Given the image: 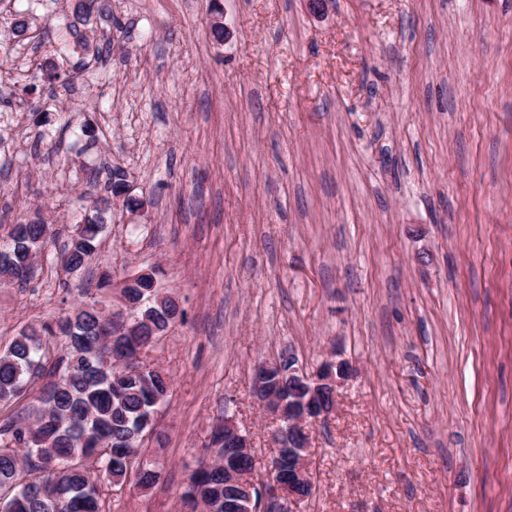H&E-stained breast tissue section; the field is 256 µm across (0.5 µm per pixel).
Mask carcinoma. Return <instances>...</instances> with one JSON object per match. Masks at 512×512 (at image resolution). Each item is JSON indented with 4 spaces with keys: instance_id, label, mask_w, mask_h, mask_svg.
<instances>
[{
    "instance_id": "cac0c4a2",
    "label": "carcinoma",
    "mask_w": 512,
    "mask_h": 512,
    "mask_svg": "<svg viewBox=\"0 0 512 512\" xmlns=\"http://www.w3.org/2000/svg\"><path fill=\"white\" fill-rule=\"evenodd\" d=\"M31 62L16 79H31L24 90H37V81L54 88L66 84L70 73H38ZM107 209L93 203L92 214L60 252V266L82 267L95 252ZM43 221L12 224L0 235V281L24 284L33 268L32 254L42 249ZM156 327L169 328L176 303L166 307L144 304ZM102 311L78 306L57 319L28 326L0 347V404L27 393L44 380L38 400L42 407L32 421L16 420L0 428V512H102L94 459L108 480L120 484L136 463L125 447L132 431L145 426L167 398V374L144 365L140 372L114 375L102 358L112 351L104 345ZM202 500L224 512V467L211 465L192 479L186 504Z\"/></svg>"
}]
</instances>
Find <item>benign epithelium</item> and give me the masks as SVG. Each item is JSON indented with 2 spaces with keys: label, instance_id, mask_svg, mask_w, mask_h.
I'll return each instance as SVG.
<instances>
[{
  "label": "benign epithelium",
  "instance_id": "7a95c632",
  "mask_svg": "<svg viewBox=\"0 0 512 512\" xmlns=\"http://www.w3.org/2000/svg\"><path fill=\"white\" fill-rule=\"evenodd\" d=\"M133 323L117 331L113 340L122 336H139L153 327L148 316H137L138 303H124ZM134 352L115 356L121 370L141 365L148 346L133 344ZM351 375L344 360H325L308 373L299 365L293 352L283 353L279 360L259 364L254 369V390L263 410L283 423L276 435V448L288 449V481L279 477V464L272 461L270 477L265 482L254 480L249 472H241L237 460L252 456V448L235 419L224 415V485L236 488L224 495V512H298L308 499L306 491L313 487L311 445L308 426L329 415L335 408L338 389Z\"/></svg>",
  "mask_w": 512,
  "mask_h": 512
}]
</instances>
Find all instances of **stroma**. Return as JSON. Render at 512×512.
Here are the masks:
<instances>
[{
    "mask_svg": "<svg viewBox=\"0 0 512 512\" xmlns=\"http://www.w3.org/2000/svg\"><path fill=\"white\" fill-rule=\"evenodd\" d=\"M0 0V46L63 69L40 111L0 90V222L43 215L25 287L0 284V344L136 270L184 312L149 362L172 388L148 488L102 482L103 512H183L234 416L268 474L277 425L256 365L352 367L309 428L300 512H512V0H112L76 18L102 55L43 52L11 20L72 14ZM224 27L223 38L211 32ZM120 172L89 266L54 259Z\"/></svg>",
    "mask_w": 512,
    "mask_h": 512,
    "instance_id": "obj_1",
    "label": "stroma"
}]
</instances>
